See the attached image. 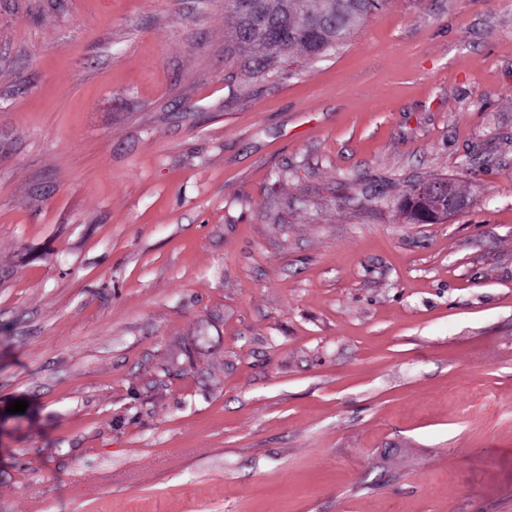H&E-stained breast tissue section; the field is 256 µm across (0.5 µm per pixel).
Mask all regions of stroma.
I'll return each instance as SVG.
<instances>
[{"label": "stroma", "instance_id": "obj_1", "mask_svg": "<svg viewBox=\"0 0 512 512\" xmlns=\"http://www.w3.org/2000/svg\"><path fill=\"white\" fill-rule=\"evenodd\" d=\"M231 25L0 0V512H512V0ZM232 2L234 24L230 42L252 53V68L264 73L275 63L305 55L307 59L325 57L363 23L378 7L376 0H267L264 4L266 24L281 31L284 38L270 41L257 31L236 10ZM323 15L322 25L311 20ZM420 184H415L411 186V188L407 191V193L404 196V199L399 204V210L400 213L403 214L404 219L407 221L414 223V224H437L442 222L445 219L440 220H434L432 222H425V223H418L415 222L416 220H428L435 219L434 215L430 216L429 218L423 217L424 215L430 214V208L427 203V201L423 198V196H419L416 193V189L419 187ZM417 196L414 200V202L411 204H408V201L411 197Z\"/></svg>", "mask_w": 512, "mask_h": 512}]
</instances>
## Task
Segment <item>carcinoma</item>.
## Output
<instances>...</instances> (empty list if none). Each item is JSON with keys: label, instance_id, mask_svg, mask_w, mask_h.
<instances>
[{"label": "carcinoma", "instance_id": "obj_1", "mask_svg": "<svg viewBox=\"0 0 512 512\" xmlns=\"http://www.w3.org/2000/svg\"><path fill=\"white\" fill-rule=\"evenodd\" d=\"M378 7V0H266V24L284 37L271 41L231 8L234 24L231 43L252 53L253 72L259 74L275 63L303 55L324 57L363 23ZM418 185L399 204L404 219L413 223L430 214L427 201L416 195Z\"/></svg>", "mask_w": 512, "mask_h": 512}]
</instances>
